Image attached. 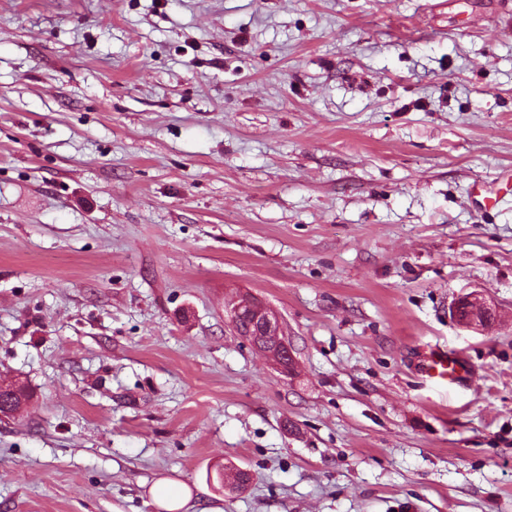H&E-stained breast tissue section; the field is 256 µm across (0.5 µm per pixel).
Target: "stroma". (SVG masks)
<instances>
[{
    "label": "stroma",
    "instance_id": "35a3bbf8",
    "mask_svg": "<svg viewBox=\"0 0 512 512\" xmlns=\"http://www.w3.org/2000/svg\"><path fill=\"white\" fill-rule=\"evenodd\" d=\"M511 173L512 0H0V512H512ZM232 305L230 313L236 328L239 322L237 316L240 314L242 307L245 305L249 307L247 316L248 332L243 333L242 336L259 351L263 350L268 353L275 362L277 370L284 375H288V366L284 359L285 353L288 352V345L280 337L282 336L280 326L274 312L248 297H242L240 300L233 302ZM420 372L428 379L446 386L448 383L464 386L470 377V365L458 354L432 348L423 356ZM153 499L158 507L166 509H180L188 503V499L181 498L175 488L167 483L156 486Z\"/></svg>",
    "mask_w": 512,
    "mask_h": 512
}]
</instances>
